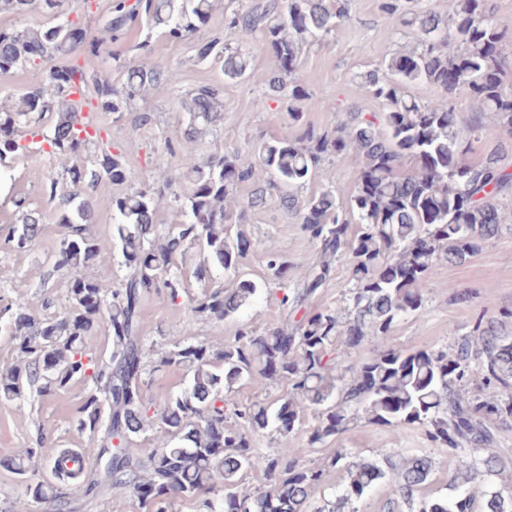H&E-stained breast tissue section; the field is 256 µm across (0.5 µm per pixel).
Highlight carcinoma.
I'll use <instances>...</instances> for the list:
<instances>
[{
  "label": "carcinoma",
  "instance_id": "carcinoma-1",
  "mask_svg": "<svg viewBox=\"0 0 512 512\" xmlns=\"http://www.w3.org/2000/svg\"><path fill=\"white\" fill-rule=\"evenodd\" d=\"M62 0H0V12L25 15L38 4L57 23L49 28H0V76L42 62L29 90L12 106H0V161L30 146L20 143L19 129L29 127L34 143L50 147L49 155L69 176L70 190L60 202L58 222L63 238L53 267L75 274L68 305L47 317L22 310L11 313V339L17 360L0 367V400L27 402L47 397L81 380L89 385L76 411L75 427L97 442V458L107 468L55 467L59 485L29 476V462L44 444L38 434L25 456L0 459L25 479L26 495L37 505L64 506V486L75 481L89 491L124 490L138 512H168L177 499L207 496L206 512H347L374 486L388 482V512H512V455L502 453L503 435L512 433V310L495 314L484 308L470 330L454 338L451 348L396 350L384 339L394 323L424 304L426 275L440 262L463 264L488 240L512 234V215L500 200L512 195V173L503 164L505 146L484 161L467 155L489 121L512 137V90L505 68L512 63V38L498 25L488 0H448L441 15L420 0H383L381 11L397 29L415 32L417 44L360 74L367 92L381 108L371 119L357 113L329 131L304 121L297 103L308 92L296 78L303 48L322 39L348 18L347 0H259L227 18V27L260 34V49L274 68L268 93L257 105L288 101L297 134L263 142L250 160L239 152L198 161L194 143L206 127L224 119V101L204 86L184 103L188 122L180 133L181 166L161 175L163 190L180 203V220L160 232L154 222L156 199L146 191L112 198L118 221L112 225V246L129 274L111 288L112 261L94 234L93 197L99 180L127 179L124 165L109 148L90 164L77 163L101 128L84 117L80 105L93 86L97 109L120 112L151 86L166 81L163 62L119 66L117 84L102 72L108 44L132 24L143 21L172 40L196 35L210 21L214 0H115L108 8L103 35L88 33L79 21L59 11ZM56 57L65 63L52 64ZM199 58L220 65L224 77L241 79L249 59L228 43L209 41ZM428 84L438 96L427 102L409 88ZM467 91L478 117L458 122L453 99ZM57 114L44 129L43 115ZM339 162L355 156L359 172L354 186L326 189L304 199L294 190L321 172L326 157ZM413 171L403 174L406 164ZM273 175L266 187L251 194L247 208H262L275 196L300 221L303 233L317 247L313 260L296 268L274 242L265 246L267 274L259 283L242 279L239 264L254 248L246 231L245 209L234 195L256 180L258 171ZM21 223L5 235L3 246L30 250L42 231L43 214L24 208ZM193 244L205 256L193 277L203 284L189 298L194 319L222 320L248 305L259 288L277 285L283 291L285 324L258 332L240 327L231 340L212 345L188 336L169 347L152 350V371L175 368L189 376L188 387L154 402L143 388L147 337L142 335L144 300L164 293L176 300L186 292L188 277L177 260ZM347 258L351 279L346 313L308 310L309 301L332 279L335 264ZM93 268L94 274L83 270ZM233 273L223 285H212L211 270ZM102 326L112 350L106 360L87 352L85 343ZM378 342L375 357L358 365L352 352ZM479 387L467 389L473 377ZM260 378L286 391L272 402H240L234 387ZM314 423L307 445L322 448L363 419L378 426L417 425L431 447L457 456L448 473L455 495L423 497L435 460L423 451L404 455L381 453L376 459L352 460L344 448L312 467L289 450L291 438L307 413ZM164 426L167 440L143 463L125 446L146 433L153 422ZM276 436L282 452L259 451V438ZM341 472L340 490L326 495L325 473ZM258 472L264 486L243 490L245 477Z\"/></svg>",
  "mask_w": 512,
  "mask_h": 512
}]
</instances>
